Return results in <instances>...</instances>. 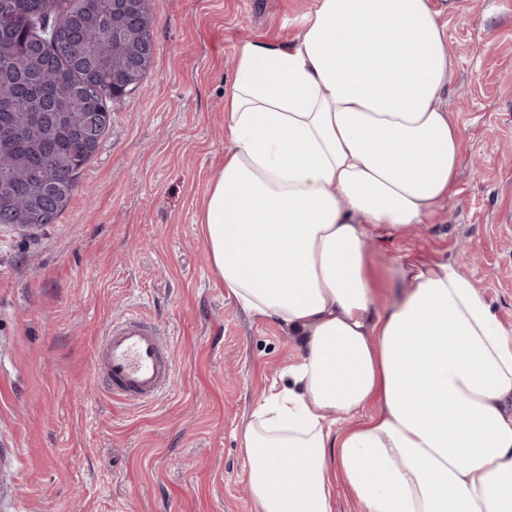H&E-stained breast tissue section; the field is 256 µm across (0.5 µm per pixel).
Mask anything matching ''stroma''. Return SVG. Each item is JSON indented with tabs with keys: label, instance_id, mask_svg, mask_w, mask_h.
<instances>
[{
	"label": "stroma",
	"instance_id": "35a3bbf8",
	"mask_svg": "<svg viewBox=\"0 0 512 512\" xmlns=\"http://www.w3.org/2000/svg\"><path fill=\"white\" fill-rule=\"evenodd\" d=\"M314 0H158L156 54L112 101L100 150L56 223L0 226V512H256L240 432L299 352L244 311L210 267L199 209L232 143L224 91L240 42H286ZM451 71L439 104L463 135L456 196L374 242L396 260L456 259L512 327V12L429 0ZM155 323L170 389L112 399L93 355L113 318Z\"/></svg>",
	"mask_w": 512,
	"mask_h": 512
}]
</instances>
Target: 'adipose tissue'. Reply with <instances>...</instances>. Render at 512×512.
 I'll return each instance as SVG.
<instances>
[{
    "label": "adipose tissue",
    "mask_w": 512,
    "mask_h": 512,
    "mask_svg": "<svg viewBox=\"0 0 512 512\" xmlns=\"http://www.w3.org/2000/svg\"><path fill=\"white\" fill-rule=\"evenodd\" d=\"M450 65L428 0H315L292 42L236 48L198 222L300 353L241 431L259 512H336L337 474L360 512H512V328L453 259L401 264L385 306L368 248L456 192Z\"/></svg>",
    "instance_id": "adipose-tissue-1"
}]
</instances>
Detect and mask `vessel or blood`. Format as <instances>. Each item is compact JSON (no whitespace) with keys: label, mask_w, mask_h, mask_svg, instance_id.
I'll use <instances>...</instances> for the list:
<instances>
[{"label":"vessel or blood","mask_w":512,"mask_h":512,"mask_svg":"<svg viewBox=\"0 0 512 512\" xmlns=\"http://www.w3.org/2000/svg\"><path fill=\"white\" fill-rule=\"evenodd\" d=\"M94 364L103 390L128 403H152L171 386L169 344L153 323L134 315L107 327L95 348Z\"/></svg>","instance_id":"1"}]
</instances>
